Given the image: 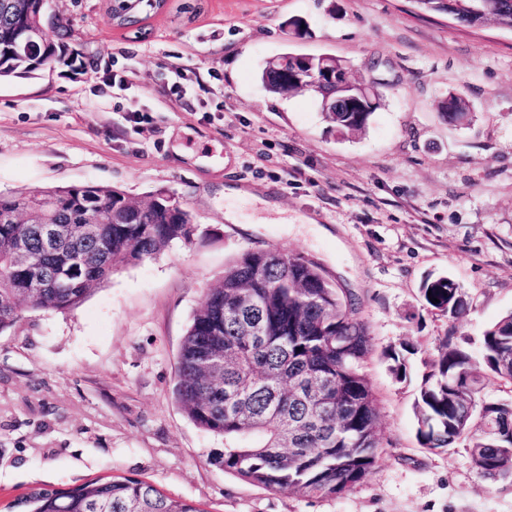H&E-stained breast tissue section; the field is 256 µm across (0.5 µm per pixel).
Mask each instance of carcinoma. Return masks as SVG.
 <instances>
[{"label": "carcinoma", "instance_id": "1", "mask_svg": "<svg viewBox=\"0 0 512 512\" xmlns=\"http://www.w3.org/2000/svg\"><path fill=\"white\" fill-rule=\"evenodd\" d=\"M43 0H0V78H29L73 60L59 32L38 44L11 42L22 16ZM108 16L134 26L165 0H109ZM470 25L491 21L512 29V0H483L482 10L464 17ZM274 60L258 77L277 96L295 92L272 76ZM438 111L450 124L468 118V100L450 94ZM371 112H324L330 130L343 137L363 131ZM75 186H51L0 193V334L16 327L25 312L78 308L91 287L107 282L118 268L154 258L175 242L190 244L209 234L189 211L157 191L138 201L110 186H91L83 195L113 212L86 230L75 206L60 210L55 223L64 233L45 249L32 225L4 216L30 215L37 195L67 197ZM17 239L27 252L13 250ZM39 262L48 281L36 287L31 265ZM426 304L457 319L469 305L447 276L427 278ZM439 302L431 303L430 298ZM372 337L348 298L332 287L316 263L281 251L243 254L224 270L195 313L179 351L175 396L202 430L224 438L219 455L227 473L270 491L336 496L361 483L379 456L378 410L362 364ZM223 361L210 371L204 360ZM415 399L416 437L430 451L464 440L478 474L512 483V400L483 394L486 380L512 381V311L488 326L478 353L469 339L447 338ZM25 512H204L192 502L165 494L129 477H99L67 489H35L18 499Z\"/></svg>", "mask_w": 512, "mask_h": 512}]
</instances>
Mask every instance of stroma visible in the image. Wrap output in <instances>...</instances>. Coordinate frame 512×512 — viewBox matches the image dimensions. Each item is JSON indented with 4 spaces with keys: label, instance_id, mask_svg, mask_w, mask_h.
Listing matches in <instances>:
<instances>
[{
    "label": "stroma",
    "instance_id": "obj_1",
    "mask_svg": "<svg viewBox=\"0 0 512 512\" xmlns=\"http://www.w3.org/2000/svg\"><path fill=\"white\" fill-rule=\"evenodd\" d=\"M107 3L53 0L76 67L0 81V192L163 190L211 235L123 267L74 311L30 310L0 333V512L102 476L205 512H512V484L481 478L465 444L420 446L413 409L449 332L475 342L512 311V32L460 26L425 0H166L134 28L112 25ZM288 52L386 83L365 132L339 138L309 94L263 88L262 63ZM121 69L123 90L107 80ZM451 92L470 101L468 124L440 118ZM268 250L319 263L370 326L379 459L334 498L224 472L223 438L174 395L207 289L232 260ZM444 274L469 302L455 321L420 291Z\"/></svg>",
    "mask_w": 512,
    "mask_h": 512
}]
</instances>
